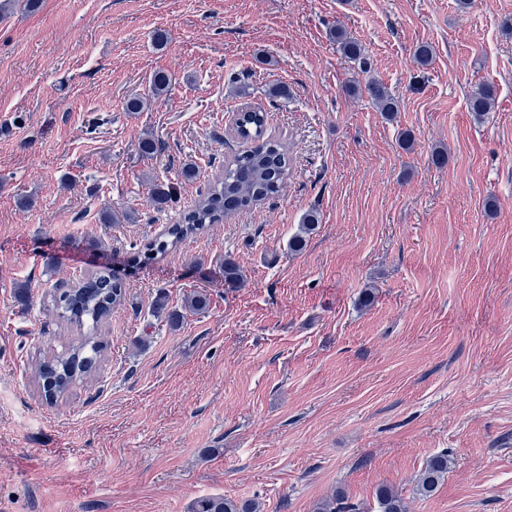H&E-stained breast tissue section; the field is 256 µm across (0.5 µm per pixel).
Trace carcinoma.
Here are the masks:
<instances>
[{"label": "carcinoma", "instance_id": "cac0c4a2", "mask_svg": "<svg viewBox=\"0 0 512 512\" xmlns=\"http://www.w3.org/2000/svg\"><path fill=\"white\" fill-rule=\"evenodd\" d=\"M336 44L342 54L357 63L361 69L368 67L362 45L346 29L338 27ZM368 92L378 111L391 117L398 111L396 98L378 81L368 86ZM496 91L489 83L478 85L468 99L469 110L477 114L494 109ZM236 136L248 144L236 154L224 168V177L210 184L199 195L191 209L186 211L181 222L168 228L167 237L147 243V256L165 254L186 238L197 234L208 224H216L225 217L242 209L253 207L279 195L289 173V156L286 147L266 136L265 113L250 108L238 110L234 127ZM319 224L316 212L303 216L300 234L294 236L290 249L298 251L305 245L306 236L313 233ZM243 274L233 261L224 260V284L241 285ZM126 294L124 282L108 271H101L78 284L72 291L61 294L54 300L53 309L61 320L82 324L91 319L98 324L107 318L112 308L122 304ZM103 345L94 337H86L73 344L68 351L40 364L37 377L44 396L54 399L69 390L76 380L91 375L100 360ZM448 473V454L440 452L427 459L416 483L421 496L434 493ZM378 512H406L403 499L390 488L377 492ZM191 512H255L251 503L239 504L222 495H203L191 505Z\"/></svg>", "mask_w": 512, "mask_h": 512}]
</instances>
